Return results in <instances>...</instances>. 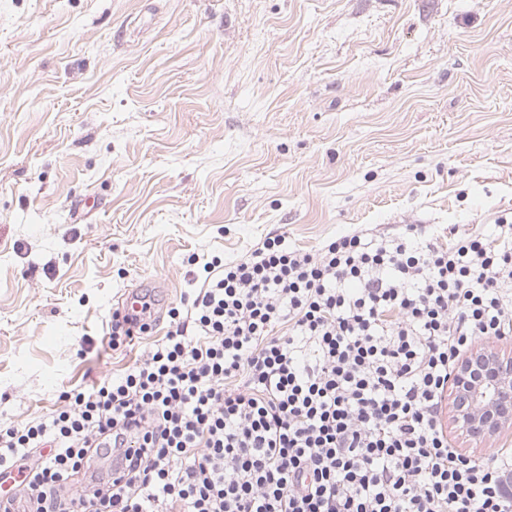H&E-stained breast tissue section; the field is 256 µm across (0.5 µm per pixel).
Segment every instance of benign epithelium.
Listing matches in <instances>:
<instances>
[{"label":"benign epithelium","instance_id":"1","mask_svg":"<svg viewBox=\"0 0 512 512\" xmlns=\"http://www.w3.org/2000/svg\"><path fill=\"white\" fill-rule=\"evenodd\" d=\"M448 425L475 442L512 429V354L482 344L464 354L448 386Z\"/></svg>","mask_w":512,"mask_h":512}]
</instances>
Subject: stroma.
<instances>
[{"instance_id":"stroma-1","label":"stroma","mask_w":512,"mask_h":512,"mask_svg":"<svg viewBox=\"0 0 512 512\" xmlns=\"http://www.w3.org/2000/svg\"><path fill=\"white\" fill-rule=\"evenodd\" d=\"M512 223V0H0V424L148 348L190 254ZM137 300L136 292H128L124 295L121 305L126 311L131 312L132 309H140L134 313H126L124 310L117 309L112 313L111 324L104 333L102 343L106 341L107 346L112 350H118L121 347H128L134 344L140 335H145L152 330L154 314V300L147 294H144Z\"/></svg>"}]
</instances>
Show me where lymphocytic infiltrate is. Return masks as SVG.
Instances as JSON below:
<instances>
[{
    "instance_id": "f902f5d3",
    "label": "lymphocytic infiltrate",
    "mask_w": 512,
    "mask_h": 512,
    "mask_svg": "<svg viewBox=\"0 0 512 512\" xmlns=\"http://www.w3.org/2000/svg\"><path fill=\"white\" fill-rule=\"evenodd\" d=\"M187 262L201 287L130 367L0 425L28 512H512V451L463 454L438 422L462 355L512 337V224ZM140 305L113 311L109 348L151 331Z\"/></svg>"
}]
</instances>
